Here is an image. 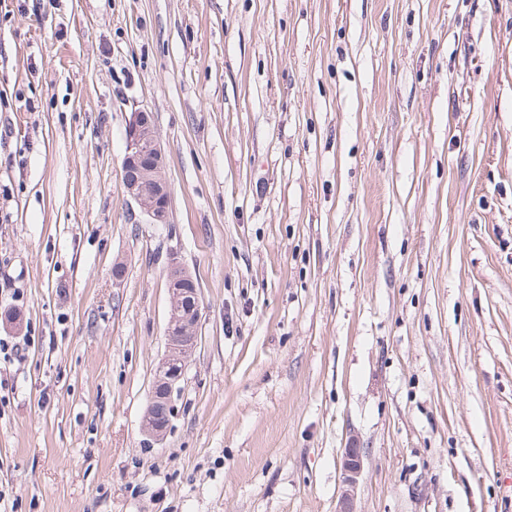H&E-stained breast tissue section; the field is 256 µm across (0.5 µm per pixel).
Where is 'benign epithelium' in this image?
<instances>
[{
  "label": "benign epithelium",
  "mask_w": 512,
  "mask_h": 512,
  "mask_svg": "<svg viewBox=\"0 0 512 512\" xmlns=\"http://www.w3.org/2000/svg\"><path fill=\"white\" fill-rule=\"evenodd\" d=\"M127 151L122 170L129 197L151 224L168 223L170 193L162 176L163 153L155 136L152 119L145 111L131 113L126 129ZM170 314L166 327L165 353L157 367V377L142 419L143 433L162 441L167 425L159 420L161 406L172 407L180 392L189 358L196 344V328L202 317L199 289L193 277L173 261L167 271ZM362 449L351 444L344 449L341 462L343 491L339 512H355L354 488L362 470Z\"/></svg>",
  "instance_id": "obj_1"
}]
</instances>
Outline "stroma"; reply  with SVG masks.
Listing matches in <instances>:
<instances>
[{"label":"stroma","mask_w":512,"mask_h":512,"mask_svg":"<svg viewBox=\"0 0 512 512\" xmlns=\"http://www.w3.org/2000/svg\"><path fill=\"white\" fill-rule=\"evenodd\" d=\"M173 259L203 317L158 444ZM7 310L6 512H338L352 443L356 512H504L512 0H0ZM126 141L122 170L127 194L149 218V223H167L170 193L162 176V149L148 112H132ZM362 448L351 444L344 448L341 462L343 491L341 494L340 510L338 512H356L353 509L354 488L362 470Z\"/></svg>","instance_id":"obj_1"}]
</instances>
